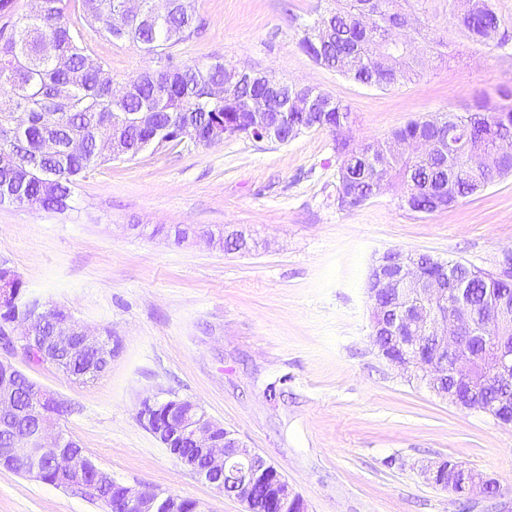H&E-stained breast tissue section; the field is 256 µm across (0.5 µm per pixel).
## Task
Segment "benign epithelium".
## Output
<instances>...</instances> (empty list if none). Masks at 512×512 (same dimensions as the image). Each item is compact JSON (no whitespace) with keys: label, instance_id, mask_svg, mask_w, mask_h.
<instances>
[{"label":"benign epithelium","instance_id":"7a95c632","mask_svg":"<svg viewBox=\"0 0 512 512\" xmlns=\"http://www.w3.org/2000/svg\"><path fill=\"white\" fill-rule=\"evenodd\" d=\"M209 244L224 248L235 245V251L250 250L249 239L241 231H232ZM396 273L384 276L379 288L402 290L399 305L392 316L391 329L402 346L398 356L386 360L407 371L423 368L430 375L434 392L452 403L472 410L475 406L459 399L456 392L444 388L450 375L458 383L470 381L473 363L457 355L459 347L470 340L474 308L464 288H445L442 282L426 283L420 276L418 254L399 253L395 260ZM25 314L0 328V348L16 352L27 361L55 366L63 353L90 354L93 362L87 373L94 374L103 367L110 353L102 338L94 336L72 319H57L51 334L45 333V317L51 309H44L36 300H21ZM485 343H495L497 372L487 377L488 383H507L512 380V347L505 346L499 336L482 337ZM16 370L8 362L0 361V417L10 419L19 414L15 403ZM62 406L54 394L34 387V397L26 416L35 424L32 433L13 439L12 447H0V464L17 460L23 463L24 474L34 480H43L42 456L51 448L69 445L70 449L54 459L55 486L66 487L82 480L88 470L95 473L87 488L88 494L98 497L101 490L112 487L115 494L113 512H180L176 495L158 490L137 489L114 479L108 472L91 468L90 459L73 440L66 438L57 426L49 409ZM139 421L160 439L171 435L190 440L200 452L204 466L183 462L199 479L216 493L234 497L245 505V512H260L256 506L255 488L265 485L272 512H306L304 501L293 492L285 476L262 455L244 445L233 432L213 421L195 402L184 398L157 400L146 398L138 411ZM449 478V486L459 483L465 495L488 496L495 480L482 474L470 475L463 471L448 473L441 460L425 471L428 481L437 476Z\"/></svg>","mask_w":512,"mask_h":512}]
</instances>
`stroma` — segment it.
Wrapping results in <instances>:
<instances>
[{"label": "stroma", "instance_id": "stroma-1", "mask_svg": "<svg viewBox=\"0 0 512 512\" xmlns=\"http://www.w3.org/2000/svg\"><path fill=\"white\" fill-rule=\"evenodd\" d=\"M201 35L175 62L218 55L274 72L350 106L351 135L382 141L407 122L499 101L512 87V40L477 44L454 25L456 0L422 12L447 44L425 52L420 82L387 90L317 65L298 46L323 0H193ZM114 81L157 62L131 44L88 38ZM334 136L288 144L224 139L148 149L86 173L73 209L0 205V263L27 296L111 334L106 372L80 383L7 356L65 406L58 425L118 481L195 500L201 512H243L182 465L138 419L149 396L200 404L287 478L307 512H460L423 468L452 459L498 480L501 497L470 512H512V425L462 410L410 381L372 347L368 276L386 251L427 253L497 274L512 256V174L446 210L419 214L385 191L336 203ZM238 230L246 253L208 246ZM0 512H108L0 466Z\"/></svg>", "mask_w": 512, "mask_h": 512}]
</instances>
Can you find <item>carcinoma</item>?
<instances>
[{
  "label": "carcinoma",
  "instance_id": "carcinoma-1",
  "mask_svg": "<svg viewBox=\"0 0 512 512\" xmlns=\"http://www.w3.org/2000/svg\"><path fill=\"white\" fill-rule=\"evenodd\" d=\"M66 2L35 0L33 11L20 14L15 0H0V190L18 192L45 210L72 208L79 178L113 160L112 151H99V142L112 141V124L137 113L149 117L122 131L124 159L134 158L145 150L144 144L161 137L175 148L194 138L204 146L207 134L215 129L231 136L256 134L252 104L266 94V86L247 83L214 95L212 88L224 84V67L210 56L175 70L149 69L121 100L113 99L102 81L107 62L90 54L84 29L169 61V49L203 28L191 0H171L172 8L161 19L128 18L121 0H81L83 27L72 18ZM334 2L336 6L318 11L300 26L298 46L305 54L370 87L388 89L420 80L422 61L394 38L396 30L411 24L401 0ZM454 19L472 42H507L491 0H469L468 10L454 13ZM274 122L289 140L318 128L336 131L342 208L358 207L384 190L398 188L406 208L432 214L512 173V105L481 101L464 113H441L434 124L417 119L397 127L388 140L399 141L403 149L382 164L377 151L386 145L342 137L354 120L350 108L334 98L313 122L289 106ZM74 131L87 141L82 154L66 150ZM48 136L60 142L57 158L40 157V144ZM422 140L438 146L422 155L414 149ZM475 154L490 158L487 169L472 168ZM447 264L448 276L469 289L471 301L479 307L476 329L485 336H512V318L501 317L497 310L501 292L512 294V275H494L452 260ZM0 283L11 296H24L20 276L2 264ZM465 354L477 359L478 379L495 363L493 349L480 341L467 346ZM17 380V404L24 408L32 401V381L21 371Z\"/></svg>",
  "mask_w": 512,
  "mask_h": 512
}]
</instances>
